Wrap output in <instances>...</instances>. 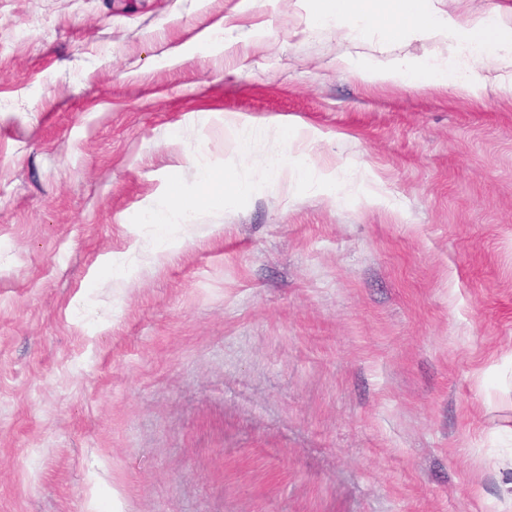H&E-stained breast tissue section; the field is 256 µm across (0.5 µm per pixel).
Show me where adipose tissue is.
I'll use <instances>...</instances> for the list:
<instances>
[{
	"mask_svg": "<svg viewBox=\"0 0 512 512\" xmlns=\"http://www.w3.org/2000/svg\"><path fill=\"white\" fill-rule=\"evenodd\" d=\"M388 2V11L380 13L371 8L370 0H313L311 19L322 25L352 17L398 38L429 31L445 42L450 52H457L466 46L478 50L485 75H476L468 68L452 78L446 66L430 65L407 57L360 65L343 57L336 62L338 68H359L373 83L390 82L416 87L424 84L448 85L458 92L474 96L492 88L512 95V26L484 18L465 23L452 18L442 20L416 6L414 0ZM198 180L205 192L203 204L213 210L223 209L229 202L248 195L254 189L253 183L211 169L200 172ZM198 206L188 201L181 186L174 183L166 199L145 211L144 219L146 223L158 225L163 230H181L183 242L188 243L193 239L190 229L196 224Z\"/></svg>",
	"mask_w": 512,
	"mask_h": 512,
	"instance_id": "1",
	"label": "adipose tissue"
}]
</instances>
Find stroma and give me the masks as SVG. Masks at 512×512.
<instances>
[{
  "instance_id": "stroma-1",
  "label": "stroma",
  "mask_w": 512,
  "mask_h": 512,
  "mask_svg": "<svg viewBox=\"0 0 512 512\" xmlns=\"http://www.w3.org/2000/svg\"><path fill=\"white\" fill-rule=\"evenodd\" d=\"M340 56L448 53L306 0H0V512H512V95ZM204 165L256 187L140 223ZM197 215L198 205L188 201L181 186L178 183H173L169 187L166 199L145 211L142 217L146 224H157L163 231L168 227L172 232L176 229L182 230L184 235L180 241L188 243L193 240V235L184 230L197 226Z\"/></svg>"
}]
</instances>
